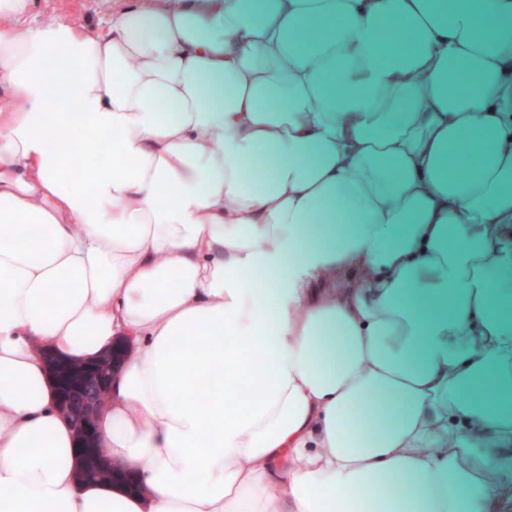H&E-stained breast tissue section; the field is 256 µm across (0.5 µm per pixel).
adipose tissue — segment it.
Segmentation results:
<instances>
[{
  "mask_svg": "<svg viewBox=\"0 0 512 512\" xmlns=\"http://www.w3.org/2000/svg\"><path fill=\"white\" fill-rule=\"evenodd\" d=\"M32 5L0 0V512H507L512 0ZM121 338L135 495L77 480L45 359ZM120 2L118 0H36L32 15L38 23H50L66 17L82 23L89 21L92 25H96L100 19L106 18L112 6L116 7Z\"/></svg>",
  "mask_w": 512,
  "mask_h": 512,
  "instance_id": "adipose-tissue-1",
  "label": "adipose tissue"
}]
</instances>
